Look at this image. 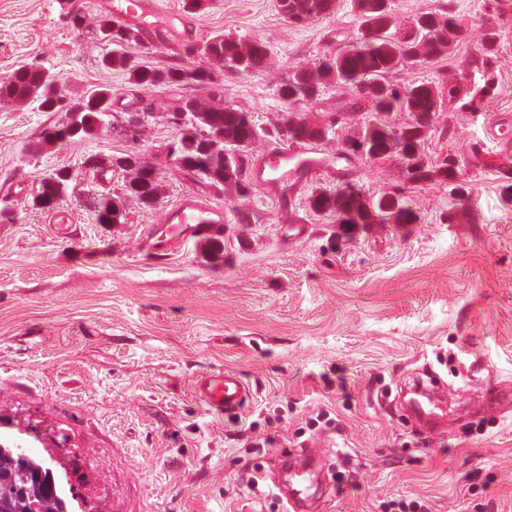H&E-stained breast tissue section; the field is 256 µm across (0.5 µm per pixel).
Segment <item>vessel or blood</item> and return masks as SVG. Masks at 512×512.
I'll return each instance as SVG.
<instances>
[{"label": "vessel or blood", "mask_w": 512, "mask_h": 512, "mask_svg": "<svg viewBox=\"0 0 512 512\" xmlns=\"http://www.w3.org/2000/svg\"><path fill=\"white\" fill-rule=\"evenodd\" d=\"M114 18L142 19L157 15L155 0H111ZM158 34L166 40L193 37L188 22L176 12L166 15L164 27ZM325 157L309 145L277 148L271 154L253 156L249 175L260 187L279 184L295 178L310 180L324 172ZM164 223L173 232L163 235L158 226H150L143 244L147 249L165 251L174 241L197 237L224 223V210L193 194H185L166 209ZM195 394L213 413L224 416L239 413L251 398V391L239 373L216 369L200 375L195 382ZM396 402L406 418L422 423L432 434L444 432L448 423L447 384L438 376L430 380L414 379L406 393H398ZM331 441L316 437L305 440L299 448L273 469L274 487L288 503V512H322L329 493L326 475L332 455Z\"/></svg>", "instance_id": "1"}]
</instances>
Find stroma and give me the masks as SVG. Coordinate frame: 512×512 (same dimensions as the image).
Here are the masks:
<instances>
[{"instance_id": "obj_1", "label": "stroma", "mask_w": 512, "mask_h": 512, "mask_svg": "<svg viewBox=\"0 0 512 512\" xmlns=\"http://www.w3.org/2000/svg\"><path fill=\"white\" fill-rule=\"evenodd\" d=\"M108 0H0V78L38 65L67 104L99 86L112 90L111 124L146 113L139 144L162 184L155 205L125 202L124 221L100 224L99 195L121 193L126 172L98 173L88 157L127 152L107 132L40 155L41 132L68 120L0 99V418L9 435L66 472L83 512H265L261 500L224 493L242 448L226 440L266 407L328 406L342 426L356 473L331 489L324 512H380L392 498L425 501L429 512H512V406L488 409L485 391L512 383V150L492 147L485 125L512 115V0H393L401 29L449 10L461 33L448 54L406 61L396 88L437 85L440 100L424 136L426 163L457 162L455 179L411 180L399 157L346 156L372 117L349 86L321 87L315 99L285 105L278 89L299 67H314L363 35L354 0H333L322 18L288 22L278 0H158L185 14L187 41L142 42L139 63L192 70L209 64L224 103L249 113L260 154L283 112L325 131L315 147L334 161L315 184L269 190L212 189L185 177L167 150L166 121L206 90L160 85L141 90L125 71L102 66L97 31ZM226 34L267 47L264 64L236 73L207 63L203 49ZM478 109L469 100L483 84ZM69 170L74 188L59 203L71 224L56 229L34 206L40 181ZM356 184L366 198H403L413 224H371L339 237L334 217L314 212L313 188ZM223 207L224 261L207 265L200 239L168 254L144 251V229L160 223L182 194ZM308 237L283 240L284 225ZM343 368L349 398L323 377ZM242 374L252 399L237 418L209 413L194 380L213 369ZM435 371L468 391L465 411L433 435L405 423L393 391L412 372Z\"/></svg>"}]
</instances>
